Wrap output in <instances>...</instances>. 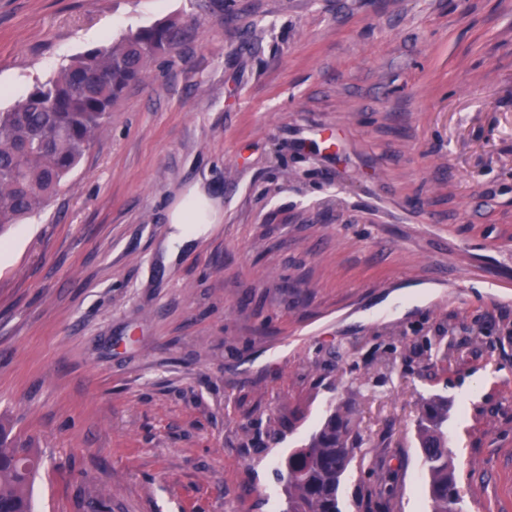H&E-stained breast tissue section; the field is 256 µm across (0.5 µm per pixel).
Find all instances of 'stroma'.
I'll return each mask as SVG.
<instances>
[{
  "label": "stroma",
  "instance_id": "obj_1",
  "mask_svg": "<svg viewBox=\"0 0 512 512\" xmlns=\"http://www.w3.org/2000/svg\"><path fill=\"white\" fill-rule=\"evenodd\" d=\"M173 17L41 212L0 235V424L38 512H286L337 406L343 512H512V0H0V109ZM222 219L164 257L192 184ZM418 444L427 470V490L432 512L455 511L449 499H461L456 483V465L448 452V400L429 397L422 401L417 422Z\"/></svg>",
  "mask_w": 512,
  "mask_h": 512
}]
</instances>
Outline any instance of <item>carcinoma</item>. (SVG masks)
Instances as JSON below:
<instances>
[{
	"instance_id": "1",
	"label": "carcinoma",
	"mask_w": 512,
	"mask_h": 512,
	"mask_svg": "<svg viewBox=\"0 0 512 512\" xmlns=\"http://www.w3.org/2000/svg\"><path fill=\"white\" fill-rule=\"evenodd\" d=\"M179 33L178 23L166 20L89 49L0 111L1 233L43 208L60 190L106 129L115 103L145 77L151 61L168 51ZM417 427L432 512H448V500H460L456 465L448 452V402L423 399ZM360 442L353 409H334L305 447L288 458L287 512H342L341 482ZM39 468L33 449L9 442L0 425V512H33L31 487Z\"/></svg>"
}]
</instances>
